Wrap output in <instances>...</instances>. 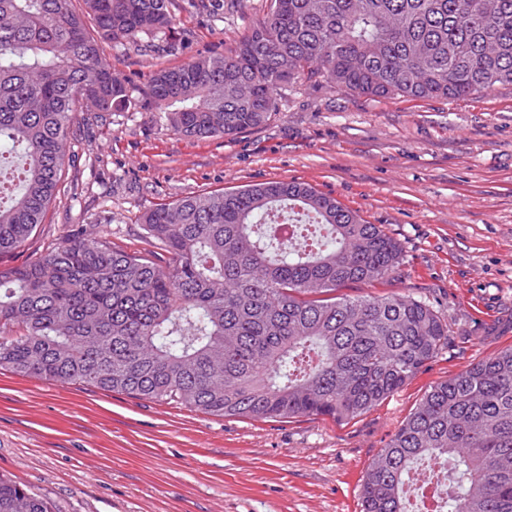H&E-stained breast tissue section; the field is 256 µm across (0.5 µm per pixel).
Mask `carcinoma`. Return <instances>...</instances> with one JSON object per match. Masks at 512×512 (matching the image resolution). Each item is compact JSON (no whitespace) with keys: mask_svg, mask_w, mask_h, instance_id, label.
Listing matches in <instances>:
<instances>
[{"mask_svg":"<svg viewBox=\"0 0 512 512\" xmlns=\"http://www.w3.org/2000/svg\"><path fill=\"white\" fill-rule=\"evenodd\" d=\"M0 0V254L56 196L75 113L159 112L186 137L264 123L283 86L466 99L512 85V0H269L226 54L134 86L99 41L167 42L172 0ZM161 265L77 233L0 270V368L214 416L353 420L448 340L410 295L332 297L390 277L402 248L312 186L266 182L142 216ZM445 466L452 512H512V348L433 386L371 463L363 512H409V473ZM0 512H52L0 475Z\"/></svg>","mask_w":512,"mask_h":512,"instance_id":"obj_1","label":"carcinoma"}]
</instances>
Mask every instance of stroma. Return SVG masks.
<instances>
[{
	"label": "stroma",
	"instance_id": "obj_1",
	"mask_svg": "<svg viewBox=\"0 0 512 512\" xmlns=\"http://www.w3.org/2000/svg\"><path fill=\"white\" fill-rule=\"evenodd\" d=\"M266 0H173L175 47L101 44L134 84L197 53L235 48ZM314 186L403 248L387 280L344 295L409 294L448 343L362 416L256 421L61 385L0 369V473L54 512H362L368 468L436 384L512 347V86L465 100L377 98L297 82L261 126L187 138L155 112H81L58 192L22 265L76 232L158 254L141 224L156 204L265 182Z\"/></svg>",
	"mask_w": 512,
	"mask_h": 512
}]
</instances>
